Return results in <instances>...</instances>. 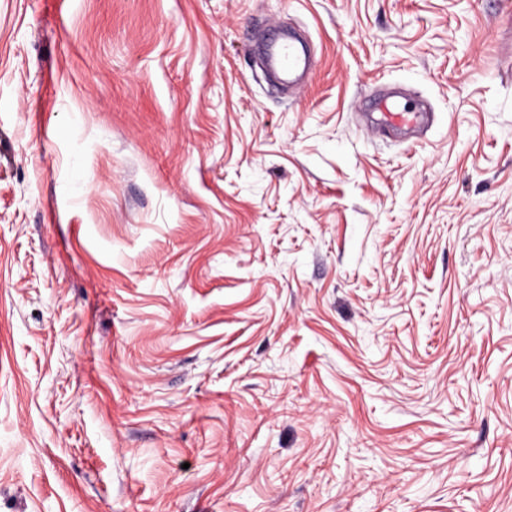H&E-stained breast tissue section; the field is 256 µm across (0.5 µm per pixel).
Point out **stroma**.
<instances>
[{"label": "stroma", "mask_w": 512, "mask_h": 512, "mask_svg": "<svg viewBox=\"0 0 512 512\" xmlns=\"http://www.w3.org/2000/svg\"><path fill=\"white\" fill-rule=\"evenodd\" d=\"M0 512H512V0H0ZM261 52L284 80L304 74L309 69L306 51L292 35L281 33L267 36L261 45ZM374 109L378 112L377 124L389 132H405L426 125L431 116L427 112H418L407 104L379 100Z\"/></svg>", "instance_id": "obj_1"}]
</instances>
